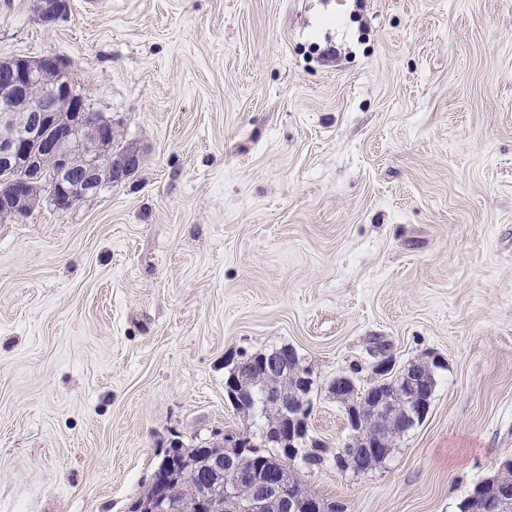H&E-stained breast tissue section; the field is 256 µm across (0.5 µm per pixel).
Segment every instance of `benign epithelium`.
I'll use <instances>...</instances> for the list:
<instances>
[{
    "mask_svg": "<svg viewBox=\"0 0 512 512\" xmlns=\"http://www.w3.org/2000/svg\"><path fill=\"white\" fill-rule=\"evenodd\" d=\"M42 21L56 22L67 11L63 0H41ZM0 78L4 94L19 103L0 110V216L20 222L28 217L33 202L34 181L44 180L40 200L61 210L93 199L107 187L125 181L141 164L139 152L131 147H116V123L103 120L89 110L85 93L69 77L62 61L55 55L39 58L16 57L0 61ZM430 357H421L398 368L394 382L373 381L371 389L386 387L389 395L371 407L383 413V405L397 402L405 420L414 414L425 417L429 403L424 399L425 383L421 368L431 365ZM253 358L244 357L230 397L246 391L252 382ZM261 366L269 374H278L287 367L285 356L273 354L263 359ZM342 380L351 391L338 399L346 419L349 435L336 456L344 469L356 475L366 474L370 449L362 440L365 420L363 403L352 390L357 388L351 376ZM314 378L305 369L295 370L293 415L284 411L288 396L265 393L268 406L283 412L287 425L283 432L293 435L296 428L307 423L311 407L305 396ZM221 444L224 457L240 452L253 444L250 431H226ZM294 451L268 461L273 481L259 484L253 496L244 499L238 492L216 491L206 487L190 505V512H250L253 507L272 503L284 512H295L301 492L291 484ZM487 512H512V488L507 483L495 486L492 497L484 500Z\"/></svg>",
    "mask_w": 512,
    "mask_h": 512,
    "instance_id": "7a95c632",
    "label": "benign epithelium"
}]
</instances>
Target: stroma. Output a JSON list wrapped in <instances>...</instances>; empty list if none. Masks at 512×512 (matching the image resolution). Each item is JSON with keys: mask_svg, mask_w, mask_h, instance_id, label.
<instances>
[{"mask_svg": "<svg viewBox=\"0 0 512 512\" xmlns=\"http://www.w3.org/2000/svg\"><path fill=\"white\" fill-rule=\"evenodd\" d=\"M0 0V60L60 57L139 169L0 220V512H128L172 438L252 422L226 363L287 344L321 383L344 512H458L512 458V0ZM437 357L365 475L326 389Z\"/></svg>", "mask_w": 512, "mask_h": 512, "instance_id": "obj_1", "label": "stroma"}]
</instances>
